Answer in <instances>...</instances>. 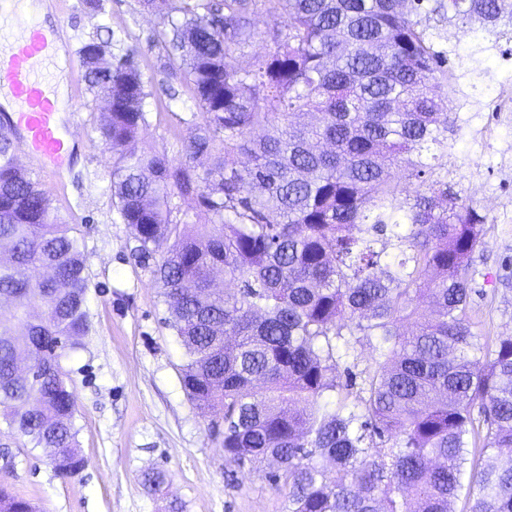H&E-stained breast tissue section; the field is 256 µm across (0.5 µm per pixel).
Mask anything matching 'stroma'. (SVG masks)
Returning <instances> with one entry per match:
<instances>
[{
	"label": "stroma",
	"instance_id": "stroma-1",
	"mask_svg": "<svg viewBox=\"0 0 512 512\" xmlns=\"http://www.w3.org/2000/svg\"><path fill=\"white\" fill-rule=\"evenodd\" d=\"M45 24L65 22L72 49L97 37L115 55L135 53L148 79V122L140 148L183 157L193 128L180 116L195 111L192 89L176 59L165 56L162 17L141 0H61ZM421 21L439 33V47L458 75L456 130L444 163L460 197L485 215V235L470 271L475 333L512 332V25L499 41L482 40L475 24L428 14ZM282 10L260 7L246 44L228 59L249 67L272 53L274 30L285 29ZM76 107V145L67 172L36 169L59 215L75 225L87 258L91 331L83 349L61 364L74 394L77 443L85 460L76 476L57 475L42 449L0 424V446L13 465L0 466V485L36 502L40 512H284V497L266 479L274 463L248 470L225 458L212 417L202 415L180 384L183 351L165 320L167 306L153 261L141 260L128 225L112 200L115 159L95 131L102 102L90 94L82 68L67 79ZM161 470L154 488L147 473Z\"/></svg>",
	"mask_w": 512,
	"mask_h": 512
}]
</instances>
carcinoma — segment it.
Wrapping results in <instances>:
<instances>
[{"label": "carcinoma", "instance_id": "obj_1", "mask_svg": "<svg viewBox=\"0 0 512 512\" xmlns=\"http://www.w3.org/2000/svg\"><path fill=\"white\" fill-rule=\"evenodd\" d=\"M405 2L273 0L288 14L276 49L234 68L256 0H180L163 36L202 117L181 161L138 148L149 93L133 55L86 56L106 41L78 50L89 92L108 102L97 131L118 212L139 257H157L182 387L224 419L226 457L276 461L266 478L288 512H449L466 483L478 493L464 512H512V333L472 330L485 217L423 159L442 158L454 132L456 78ZM414 2L478 22L484 38L512 22V0ZM12 145L1 131L0 296L12 303L0 306V421L72 477L84 459L60 358L90 331L86 257ZM398 167L426 191L402 199ZM176 197L199 210L180 214ZM384 235L398 249L385 264ZM218 268L237 288L213 287ZM366 344L372 363L355 373ZM24 353L51 374L21 377ZM0 512L30 503L0 486Z\"/></svg>", "mask_w": 512, "mask_h": 512}]
</instances>
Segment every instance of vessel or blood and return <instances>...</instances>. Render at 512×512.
<instances>
[{
  "mask_svg": "<svg viewBox=\"0 0 512 512\" xmlns=\"http://www.w3.org/2000/svg\"><path fill=\"white\" fill-rule=\"evenodd\" d=\"M75 64L64 25L47 29L37 23L11 37L8 55H0V92L9 91L14 109L9 115L18 142L29 157L64 173L74 146L55 91L44 73Z\"/></svg>",
  "mask_w": 512,
  "mask_h": 512,
  "instance_id": "obj_1",
  "label": "vessel or blood"
}]
</instances>
